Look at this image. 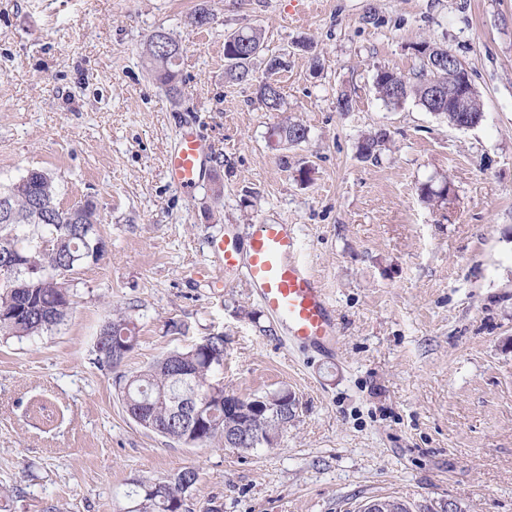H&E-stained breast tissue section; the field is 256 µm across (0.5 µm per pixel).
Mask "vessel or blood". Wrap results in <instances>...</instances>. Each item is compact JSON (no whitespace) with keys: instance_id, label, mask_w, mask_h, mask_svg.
<instances>
[{"instance_id":"vessel-or-blood-1","label":"vessel or blood","mask_w":512,"mask_h":512,"mask_svg":"<svg viewBox=\"0 0 512 512\" xmlns=\"http://www.w3.org/2000/svg\"><path fill=\"white\" fill-rule=\"evenodd\" d=\"M205 151L200 136L183 128L166 156L170 182L188 193L195 190L203 179ZM215 249L225 270L241 273L264 309L280 321L288 341L326 356L334 354L337 328L332 305L299 255L294 225L262 223L246 242L228 236Z\"/></svg>"}]
</instances>
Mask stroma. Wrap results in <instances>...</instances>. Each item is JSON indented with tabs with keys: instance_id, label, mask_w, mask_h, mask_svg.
Returning a JSON list of instances; mask_svg holds the SVG:
<instances>
[{
	"instance_id": "stroma-1",
	"label": "stroma",
	"mask_w": 512,
	"mask_h": 512,
	"mask_svg": "<svg viewBox=\"0 0 512 512\" xmlns=\"http://www.w3.org/2000/svg\"><path fill=\"white\" fill-rule=\"evenodd\" d=\"M243 27L263 34L250 84L225 74ZM158 31L182 44L173 91L143 55ZM424 42L464 64L478 125L379 98L377 73L416 78ZM276 57L286 68L268 71ZM262 80L282 111L257 99ZM286 119L306 141L271 147ZM187 123L210 146L189 195L165 168ZM33 168L61 207L96 206L105 251L70 279L62 324L0 337V512H118L185 468L189 512H361L387 496L512 512V0H0V185ZM427 186L448 195L427 201ZM265 222L297 226L336 309L334 357L289 344L244 282L225 287L214 240ZM119 312L137 341L103 368L97 336ZM213 334L225 393L298 399L277 445L185 446L128 415L121 376ZM256 96L262 105L270 112H279L284 104L283 93L279 86L261 82L256 85Z\"/></svg>"
}]
</instances>
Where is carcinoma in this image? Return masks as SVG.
<instances>
[{
  "instance_id": "obj_1",
  "label": "carcinoma",
  "mask_w": 512,
  "mask_h": 512,
  "mask_svg": "<svg viewBox=\"0 0 512 512\" xmlns=\"http://www.w3.org/2000/svg\"><path fill=\"white\" fill-rule=\"evenodd\" d=\"M148 39L145 54L150 70L163 84L175 87L179 77L182 45L166 34V44ZM262 31L256 28L238 30L224 41L226 73L236 81L252 80L253 50L261 47ZM438 47L424 43L419 48L423 65L418 81L384 70L377 74L376 89L390 106H398L407 98H415L429 112L445 118L459 128L477 125L483 117L479 95L471 99L470 111L450 112L448 103L430 96L428 86L435 82L456 85L465 69L436 66ZM257 99L269 112H279L284 104L280 87L267 82L256 85ZM277 145L296 146L307 138L306 127L297 121H284L272 128ZM387 139L380 130L363 139L360 155H374ZM57 189L53 176L39 169L22 176L17 182L0 188V201L8 206L11 220L0 218V251L12 248L25 255L27 269L0 268V335L22 338L39 335L61 324L72 308L67 278L88 263L98 261L94 248L99 217L90 204L64 209L57 205ZM53 241L54 252L40 250V241ZM136 326L133 319L120 314L109 321L98 336L96 348L102 362L109 366L120 363L133 348ZM224 369V336H206L184 351L169 352L151 362L139 373L118 382L122 401L129 416L143 428L184 445H198L224 439V383L217 373ZM286 388L262 396L267 407L253 408L256 398L241 400L248 408L245 420L253 434L251 447L267 444L268 437L280 438L291 421ZM193 396L205 405L198 419L176 414L180 400ZM198 480L193 468H185L173 476L146 482L140 486L138 512H185L186 493Z\"/></svg>"
}]
</instances>
